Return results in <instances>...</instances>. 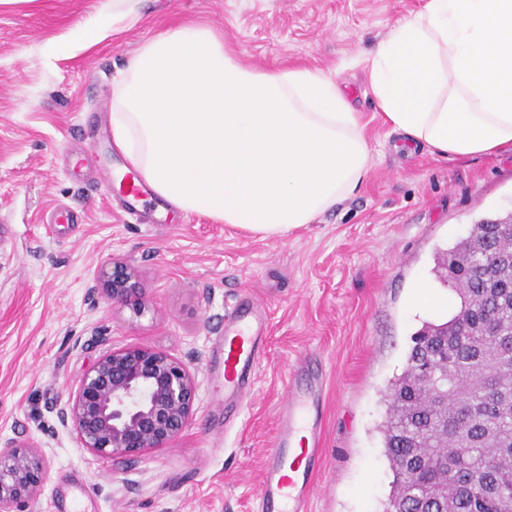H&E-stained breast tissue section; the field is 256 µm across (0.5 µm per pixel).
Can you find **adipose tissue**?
Listing matches in <instances>:
<instances>
[{
  "mask_svg": "<svg viewBox=\"0 0 512 512\" xmlns=\"http://www.w3.org/2000/svg\"><path fill=\"white\" fill-rule=\"evenodd\" d=\"M144 0H110L68 58L134 26ZM370 86L392 132L443 158L512 148V0H426L374 49ZM112 141L173 209L264 237L313 223L366 177L372 155L337 81L243 66L207 26L159 34L112 92Z\"/></svg>",
  "mask_w": 512,
  "mask_h": 512,
  "instance_id": "ef3b65f1",
  "label": "adipose tissue"
}]
</instances>
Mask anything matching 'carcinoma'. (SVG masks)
Wrapping results in <instances>:
<instances>
[{
    "label": "carcinoma",
    "instance_id": "cac0c4a2",
    "mask_svg": "<svg viewBox=\"0 0 512 512\" xmlns=\"http://www.w3.org/2000/svg\"><path fill=\"white\" fill-rule=\"evenodd\" d=\"M511 218L476 221L435 258V272L460 305L448 321L418 331L406 368L388 388L382 434L394 479L384 512H416L420 503L435 512H512V287L488 293L483 279L495 253H512L505 232ZM487 309L496 315L482 325ZM426 358L434 361L435 377L449 373L468 392V409L450 393L434 410L432 392L416 373ZM485 475L496 494L464 498L461 480Z\"/></svg>",
    "mask_w": 512,
    "mask_h": 512
}]
</instances>
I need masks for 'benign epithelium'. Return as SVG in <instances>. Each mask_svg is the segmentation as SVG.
<instances>
[{
	"label": "benign epithelium",
	"instance_id": "obj_1",
	"mask_svg": "<svg viewBox=\"0 0 512 512\" xmlns=\"http://www.w3.org/2000/svg\"><path fill=\"white\" fill-rule=\"evenodd\" d=\"M135 267L112 258L103 263L89 297L129 308L136 317L146 304ZM197 383L188 363L170 353L127 346L101 354L75 380L65 402L55 405L60 424L80 447L103 459L136 460L152 448H167L190 424ZM40 446L0 440V512L36 502L47 478Z\"/></svg>",
	"mask_w": 512,
	"mask_h": 512
}]
</instances>
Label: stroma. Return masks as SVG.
I'll use <instances>...</instances> for the list:
<instances>
[{
    "label": "stroma",
    "mask_w": 512,
    "mask_h": 512,
    "mask_svg": "<svg viewBox=\"0 0 512 512\" xmlns=\"http://www.w3.org/2000/svg\"><path fill=\"white\" fill-rule=\"evenodd\" d=\"M103 0H0V437L44 446L33 512H260L257 478L302 359L328 376L323 465L308 512H383L393 474L378 431L386 390L424 322L450 318L438 251L475 221L512 211V149L444 159L395 150L369 84L367 53L425 0H145L140 21L62 59ZM210 27L258 69L332 74L362 112L372 151L358 191L314 223L263 237L146 199L126 206L112 176V84L166 29ZM65 205L76 224L46 218ZM136 268L150 310L136 317L87 291L109 258ZM433 281L448 306L411 304ZM267 317L243 403H225L224 319L246 297ZM148 346L189 362V427L134 463L103 461L61 426L53 403L105 351Z\"/></svg>",
    "instance_id": "obj_1"
}]
</instances>
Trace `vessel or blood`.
<instances>
[{"label":"vessel or blood","instance_id":"1","mask_svg":"<svg viewBox=\"0 0 512 512\" xmlns=\"http://www.w3.org/2000/svg\"><path fill=\"white\" fill-rule=\"evenodd\" d=\"M266 317L253 306L241 305L224 323V393L242 399L250 387V372L258 364ZM324 377H313L309 387L289 385L280 406L279 427L260 474L262 512H307L320 466L321 403Z\"/></svg>","mask_w":512,"mask_h":512}]
</instances>
